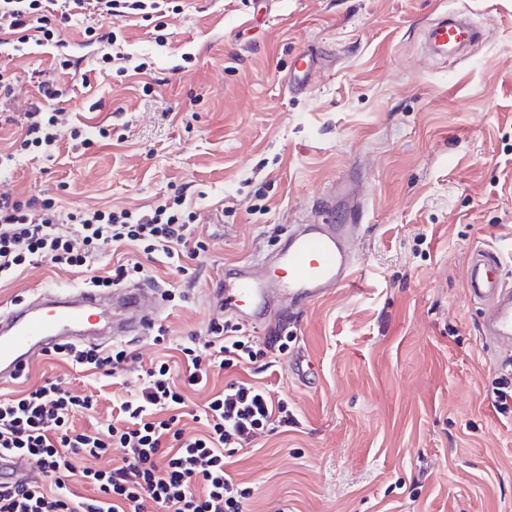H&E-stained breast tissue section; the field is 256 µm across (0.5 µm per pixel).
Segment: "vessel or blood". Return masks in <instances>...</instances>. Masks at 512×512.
<instances>
[{"label":"vessel or blood","mask_w":512,"mask_h":512,"mask_svg":"<svg viewBox=\"0 0 512 512\" xmlns=\"http://www.w3.org/2000/svg\"><path fill=\"white\" fill-rule=\"evenodd\" d=\"M479 37L465 16L438 19L425 28L428 44L452 51ZM315 62L308 54L295 57L288 88L305 90ZM356 209L350 193L326 195L314 218L298 225L274 256L237 265L220 279L214 299L219 310L241 324L259 325L267 316L324 298L354 286L357 267L352 246L359 222L336 223V205ZM500 251L476 250L469 259L467 285L483 303L484 339L512 346V288L501 278ZM157 290L147 282L132 287L53 288L33 290L28 299L0 314V383L16 378L57 343L103 345L148 334L159 309Z\"/></svg>","instance_id":"b4317fda"}]
</instances>
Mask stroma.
<instances>
[{"label": "stroma", "mask_w": 512, "mask_h": 512, "mask_svg": "<svg viewBox=\"0 0 512 512\" xmlns=\"http://www.w3.org/2000/svg\"><path fill=\"white\" fill-rule=\"evenodd\" d=\"M173 2L163 18L124 19L122 61L101 62L82 25L63 28L82 59L77 74L60 70L51 48L0 46V73L16 85L8 112L41 102L47 74L68 114L58 153L18 159L0 172V193L143 211L181 194L207 252L188 279L163 254L106 243L84 271L35 261L0 282V308L133 260L159 290L187 295L159 317L169 338H206L224 318L209 302L219 275L279 249L327 189L356 180L365 215L355 287L257 330L266 356L186 389L188 404L235 378L287 399L295 423L238 453L237 477L253 490L245 512H512V412L497 416L487 400L500 377L512 379V352L483 340L465 282L471 252L487 246L501 250L512 282V0ZM451 11L481 38L434 54L424 29ZM315 48L326 58L308 89L289 92L295 55ZM102 125L111 143L96 139ZM78 126L91 142L74 149ZM124 343L136 355L126 384L54 356L30 378L96 398L95 415L74 424L107 427L113 395L137 393L135 371L164 354L148 336ZM293 359L312 367L307 380Z\"/></svg>", "instance_id": "obj_1"}]
</instances>
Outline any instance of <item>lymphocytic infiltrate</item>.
Wrapping results in <instances>:
<instances>
[{
  "label": "lymphocytic infiltrate",
  "mask_w": 512,
  "mask_h": 512,
  "mask_svg": "<svg viewBox=\"0 0 512 512\" xmlns=\"http://www.w3.org/2000/svg\"><path fill=\"white\" fill-rule=\"evenodd\" d=\"M167 6V0H0V44L13 38L26 44L31 40L27 31H35L32 40L61 54L67 70L73 60L64 52L61 27L92 15L116 20L132 11L160 15ZM38 91L44 103L25 112L13 151L0 153V170L18 155H49L57 148L66 121L54 105L61 91L50 79L41 81ZM194 221L179 196L137 213L66 210L49 196L22 200L1 193L0 280L12 278L35 257L57 266H86L103 243L130 245L146 255L160 251L176 263L194 259L206 249ZM61 222L76 225L75 235H57L55 226ZM52 352L72 366L115 379L134 360L121 346L104 352L62 343ZM180 352L191 386L206 385L213 369L248 365L265 355L256 337L229 321L211 323L206 340L189 337ZM137 379L138 395L117 405L122 427L96 434L76 431L70 424L73 413L92 410L94 400L70 393L59 380L44 379L17 397L0 400V454L37 457L45 477L55 479L50 487L37 479L1 483L0 512H147L150 502L160 512H244L252 491L231 474V458L270 425L293 422L287 399H272L265 387L253 382L229 381L200 411L204 433L187 438L179 427L185 398L167 363L141 371ZM110 452L118 454V467L84 473L95 497H80L68 489L64 478L72 472L74 458Z\"/></svg>",
  "instance_id": "1"
}]
</instances>
